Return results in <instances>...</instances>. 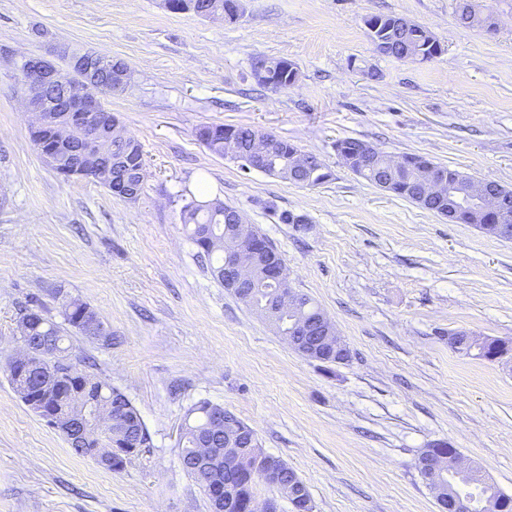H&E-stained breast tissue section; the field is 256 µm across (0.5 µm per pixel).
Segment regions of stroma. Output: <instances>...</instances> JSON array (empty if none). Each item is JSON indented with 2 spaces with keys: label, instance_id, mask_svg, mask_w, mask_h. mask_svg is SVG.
Segmentation results:
<instances>
[{
  "label": "stroma",
  "instance_id": "35a3bbf8",
  "mask_svg": "<svg viewBox=\"0 0 512 512\" xmlns=\"http://www.w3.org/2000/svg\"><path fill=\"white\" fill-rule=\"evenodd\" d=\"M457 0H245L234 20L161 0H0V361L27 305L63 297L114 340L71 336L73 358L139 409L149 448L118 472L73 453L0 369V512H209L182 469L180 425L223 406L306 484L314 512H439L418 456L447 442L512 495V372L456 353L449 333L512 341V240L448 222L344 167L336 141H368L512 188V0L498 29L458 25ZM429 29L439 57L378 53L366 19ZM123 61L133 80L105 107L141 144L133 202L66 179L31 141L21 63L54 46ZM299 72L272 90L260 58ZM251 126L317 155L326 183L301 187L212 154L204 125ZM219 198L281 254L292 288L335 323L351 358L308 359L195 258L182 200ZM298 216L295 224L286 215Z\"/></svg>",
  "mask_w": 512,
  "mask_h": 512
}]
</instances>
